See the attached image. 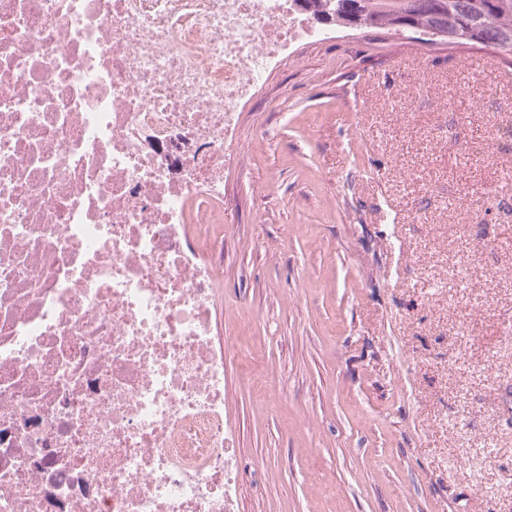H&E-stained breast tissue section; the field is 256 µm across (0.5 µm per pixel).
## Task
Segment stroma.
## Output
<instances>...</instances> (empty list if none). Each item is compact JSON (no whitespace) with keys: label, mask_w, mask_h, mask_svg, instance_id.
<instances>
[{"label":"stroma","mask_w":512,"mask_h":512,"mask_svg":"<svg viewBox=\"0 0 512 512\" xmlns=\"http://www.w3.org/2000/svg\"><path fill=\"white\" fill-rule=\"evenodd\" d=\"M224 173L238 512H512V63L336 28Z\"/></svg>","instance_id":"1"}]
</instances>
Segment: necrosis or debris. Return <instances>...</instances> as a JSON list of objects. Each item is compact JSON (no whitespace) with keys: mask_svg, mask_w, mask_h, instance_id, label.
<instances>
[{"mask_svg":"<svg viewBox=\"0 0 512 512\" xmlns=\"http://www.w3.org/2000/svg\"><path fill=\"white\" fill-rule=\"evenodd\" d=\"M323 34L296 0H0V512H236L224 171Z\"/></svg>","mask_w":512,"mask_h":512,"instance_id":"1","label":"necrosis or debris"}]
</instances>
